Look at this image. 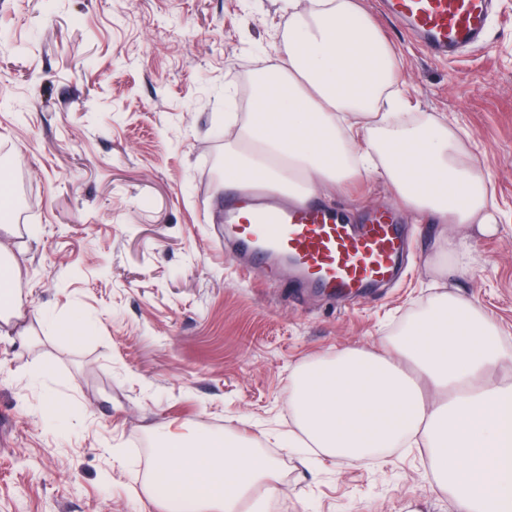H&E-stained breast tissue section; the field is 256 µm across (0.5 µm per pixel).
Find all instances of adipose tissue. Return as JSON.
I'll list each match as a JSON object with an SVG mask.
<instances>
[{
  "mask_svg": "<svg viewBox=\"0 0 512 512\" xmlns=\"http://www.w3.org/2000/svg\"><path fill=\"white\" fill-rule=\"evenodd\" d=\"M284 62L265 66L249 109L228 112L224 182L301 199L381 178L400 203L442 225L490 222L483 173L456 131L432 117L401 118L409 101L397 60L363 0H310L292 10ZM0 238V326L26 315ZM497 322L449 292L385 339L343 347L297 368L288 406L298 428L285 448L363 464L394 448L428 452L435 486L459 512H512V383L491 375L512 362ZM148 493L162 512H267L277 460L232 429L156 432Z\"/></svg>",
  "mask_w": 512,
  "mask_h": 512,
  "instance_id": "obj_1",
  "label": "adipose tissue"
}]
</instances>
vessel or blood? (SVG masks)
Masks as SVG:
<instances>
[{
    "instance_id": "vessel-or-blood-1",
    "label": "vessel or blood",
    "mask_w": 512,
    "mask_h": 512,
    "mask_svg": "<svg viewBox=\"0 0 512 512\" xmlns=\"http://www.w3.org/2000/svg\"><path fill=\"white\" fill-rule=\"evenodd\" d=\"M430 56L456 61L482 45L493 0H381ZM224 240L232 257L284 275L290 287L328 295L359 296L395 283L406 233L391 209L345 221L317 201L292 203L283 196L237 193L224 201Z\"/></svg>"
}]
</instances>
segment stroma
<instances>
[{"label":"stroma","mask_w":512,"mask_h":512,"mask_svg":"<svg viewBox=\"0 0 512 512\" xmlns=\"http://www.w3.org/2000/svg\"><path fill=\"white\" fill-rule=\"evenodd\" d=\"M374 11L416 111L447 120L492 183L497 230L444 269L441 227L417 223L381 180L331 201L347 220L391 204L411 238L394 284L357 298L296 292L218 244L224 144L214 130L250 72L282 59L284 0H0V151L26 176L10 225L16 285L45 324L0 339V512H159L145 493L152 431L232 428L276 451L273 512H456L428 462L366 465L275 448L293 427L288 379L344 346H380L455 292L512 337V0L484 47L453 62ZM91 329L72 338L73 314Z\"/></svg>","instance_id":"stroma-1"}]
</instances>
